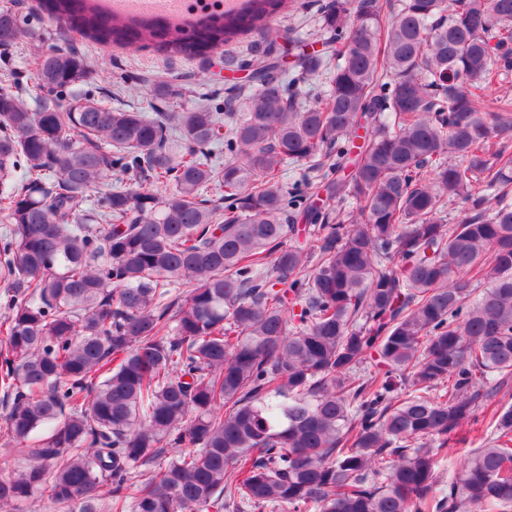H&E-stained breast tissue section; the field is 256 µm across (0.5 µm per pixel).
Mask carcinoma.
<instances>
[{
  "label": "carcinoma",
  "mask_w": 512,
  "mask_h": 512,
  "mask_svg": "<svg viewBox=\"0 0 512 512\" xmlns=\"http://www.w3.org/2000/svg\"><path fill=\"white\" fill-rule=\"evenodd\" d=\"M287 5L159 22L40 0L103 46L268 45L226 114L105 105L75 47L39 56L34 105L0 85V438L21 462L0 512L512 508V405L439 484L451 437L512 380V99L487 95L512 74V0H396L387 19L326 0L323 51L285 79L270 20ZM31 38L0 7V48ZM316 76L326 90L302 93ZM151 92L166 106L172 85ZM214 182L222 206L201 198Z\"/></svg>",
  "instance_id": "obj_1"
}]
</instances>
